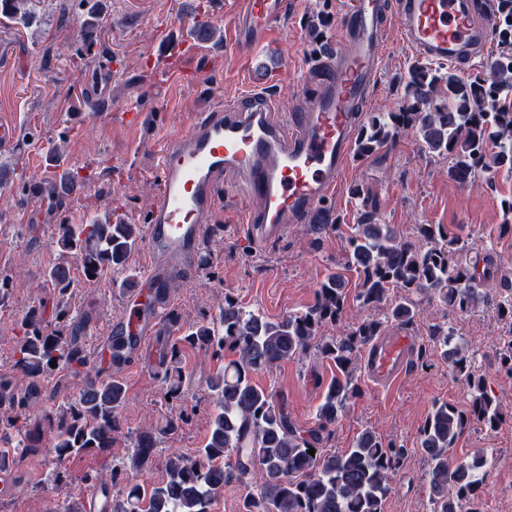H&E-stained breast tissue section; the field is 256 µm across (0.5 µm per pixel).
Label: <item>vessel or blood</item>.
<instances>
[{"label":"vessel or blood","instance_id":"1","mask_svg":"<svg viewBox=\"0 0 512 512\" xmlns=\"http://www.w3.org/2000/svg\"><path fill=\"white\" fill-rule=\"evenodd\" d=\"M237 4L235 46L246 55L275 35L286 2ZM394 28L422 57L453 66L481 62L490 40L472 0H350L341 17L342 47L325 55L311 77L316 91L299 109L275 111L267 94L256 93L195 116L187 130L163 142L156 159L157 200L145 238L150 264L96 345L93 358L102 375L115 377L126 368V361L112 357L120 340L132 338L139 350L160 330L175 332L166 322L170 285L196 266L220 193L254 199L241 221L259 243L306 222L335 193L378 75L380 51ZM414 342L406 334L379 337L366 356L369 378L396 387L410 368ZM111 510V487L91 489L85 512Z\"/></svg>","mask_w":512,"mask_h":512}]
</instances>
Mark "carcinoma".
<instances>
[{
	"label": "carcinoma",
	"mask_w": 512,
	"mask_h": 512,
	"mask_svg": "<svg viewBox=\"0 0 512 512\" xmlns=\"http://www.w3.org/2000/svg\"><path fill=\"white\" fill-rule=\"evenodd\" d=\"M40 0H0V15L27 22ZM501 45H512V0H498L493 32ZM414 130L421 146L451 160L450 175L462 186L478 175L512 166V51H493L482 71L467 77L443 73L415 62L403 85L402 102L395 112H373L359 132L357 153L369 157L393 147L399 134ZM419 237H398L391 225L376 222L375 204L362 200L357 224L346 238L349 266L358 274L355 300L364 309L387 299L391 288L403 291L387 307L386 318L409 324L419 315L411 295L426 293L459 313H468L489 297L476 286L490 277L479 262L457 257L458 240L441 225L421 224ZM140 228L113 213L91 224H60V252L75 257L92 277L122 273L137 246ZM57 296L51 317L46 309L24 316L15 351V373L37 381L69 366H86L87 358L72 331L67 295L72 287L69 263L47 272ZM349 299L347 283L333 273L319 284L315 301L305 311L272 321L224 297L218 315L190 327L169 344L161 373L165 398L179 407L175 417L157 431H145L136 441L130 462L113 464L110 480L94 473L84 475L93 486L116 482L127 467L140 468L152 461L157 436L173 435L189 422L191 412L181 407L183 377L181 343L220 359L224 349L239 353V360L218 370L209 380L214 410L210 437L193 458H168L166 479L144 490L135 485L114 500L112 512H210L215 497L231 478L244 482L254 477L259 494L247 495L245 512H383L392 477L406 449L383 444L371 431H363L354 446L339 454L310 455L328 427L335 424L359 393L355 376L361 350L379 335L381 321L367 316L340 336L318 337L320 326L341 318ZM431 341L440 347L454 373L464 375L470 393L469 411L447 403L435 405L421 431L419 448L427 465L434 512H481L476 504L486 494L482 471L488 460L478 450L454 463L448 451L470 422L496 429L504 413L489 393L483 376L472 370L467 350L452 342L448 329L434 325ZM315 348L336 365V377L317 407L318 427L304 435L275 404L271 393L256 385L251 374ZM56 367H51V360ZM125 389L117 380L91 381L79 396L61 404L40 421L26 418L32 393L16 390L14 378L0 377V401L7 400L14 414L6 419L9 432L0 435V471L14 468L25 455L43 449L63 461L112 447L119 430V408ZM233 449L235 465L224 470V453Z\"/></svg>",
	"instance_id": "1"
}]
</instances>
